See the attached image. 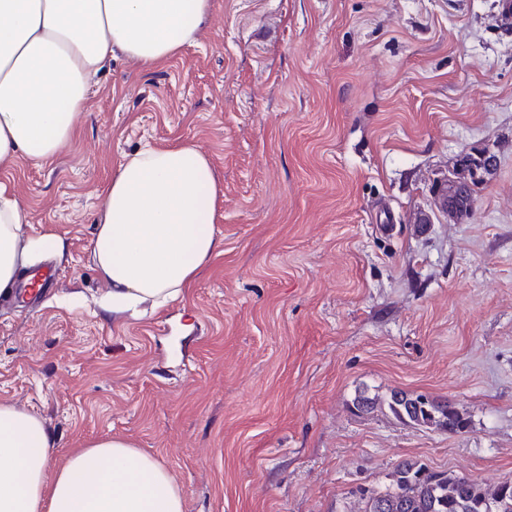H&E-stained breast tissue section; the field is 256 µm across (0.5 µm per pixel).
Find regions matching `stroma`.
Segmentation results:
<instances>
[{
  "instance_id": "obj_1",
  "label": "stroma",
  "mask_w": 512,
  "mask_h": 512,
  "mask_svg": "<svg viewBox=\"0 0 512 512\" xmlns=\"http://www.w3.org/2000/svg\"><path fill=\"white\" fill-rule=\"evenodd\" d=\"M499 0H211L195 44L95 76L72 141L0 168L52 232L54 287L0 302V402L39 417L60 468L127 440L184 512H360L404 459L512 479V27ZM191 141L224 193L223 252L182 300L99 307V194L143 142ZM496 165L467 216L441 182ZM450 399L459 434L396 418ZM379 399L359 413V394ZM388 407L401 420L435 426L448 434L462 433L468 425V418L453 403L423 394L393 391Z\"/></svg>"
}]
</instances>
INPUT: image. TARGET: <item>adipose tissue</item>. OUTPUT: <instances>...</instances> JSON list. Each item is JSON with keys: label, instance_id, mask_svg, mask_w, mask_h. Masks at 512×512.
<instances>
[{"label": "adipose tissue", "instance_id": "obj_1", "mask_svg": "<svg viewBox=\"0 0 512 512\" xmlns=\"http://www.w3.org/2000/svg\"><path fill=\"white\" fill-rule=\"evenodd\" d=\"M210 0H0V167L40 163L73 138L90 80L115 54L143 69L194 43ZM220 187L191 142L143 143L100 195L91 252L113 312L181 300L222 252ZM13 187L0 182V291L57 246L29 236ZM55 436L35 415L0 403V512H184L167 469L107 436L48 466Z\"/></svg>", "mask_w": 512, "mask_h": 512}]
</instances>
